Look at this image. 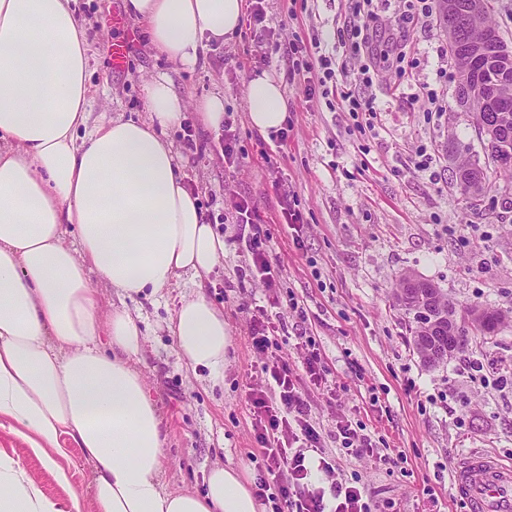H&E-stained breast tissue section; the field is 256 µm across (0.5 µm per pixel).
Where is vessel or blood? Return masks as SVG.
Wrapping results in <instances>:
<instances>
[{
  "mask_svg": "<svg viewBox=\"0 0 512 512\" xmlns=\"http://www.w3.org/2000/svg\"><path fill=\"white\" fill-rule=\"evenodd\" d=\"M455 495L469 512H512V465L483 454L459 459L452 473Z\"/></svg>",
  "mask_w": 512,
  "mask_h": 512,
  "instance_id": "b4317fda",
  "label": "vessel or blood"
}]
</instances>
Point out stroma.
<instances>
[{
  "label": "stroma",
  "instance_id": "1",
  "mask_svg": "<svg viewBox=\"0 0 512 512\" xmlns=\"http://www.w3.org/2000/svg\"><path fill=\"white\" fill-rule=\"evenodd\" d=\"M72 6L88 31L91 121L144 115V79L167 73L187 104L181 127L169 132L180 172L224 236V258L206 288L230 327L229 362L220 373L188 370L167 328L181 298L195 293L189 275L155 296L122 301L96 270L88 272L103 310L122 302L140 319L145 343L135 365L162 413L168 489L202 490L209 469L229 462L266 476L248 395L268 380L263 357L249 344L245 307L265 306L274 322L292 325L293 296L332 378L327 387L300 379L310 420L326 436L323 450L308 451L309 460L326 459L337 483L362 487L371 512H465L451 484L459 458L484 452L512 463V390L498 387L495 372L468 368L478 360L512 369V325L428 368L413 349V319L392 296L402 274L411 272L449 293L459 311H512V196L474 207L451 185L452 152L465 150L481 164L486 154L473 114L457 105L456 69L442 29L428 22L416 32L413 75L438 92L445 112H422L392 74L378 95L383 129L373 136L359 133L349 113L330 111L324 99H305L289 61L272 57L266 70L281 78L292 121L283 140L264 137L247 122L245 83L255 72L252 58L270 51L267 41L239 32L227 44L210 45L195 68L182 69L155 55L125 0H73ZM348 7V0H268L266 24L282 41L331 44ZM116 41L129 45L119 70L110 60ZM217 92L239 135V161L231 166L219 134L204 130L193 110ZM420 148L439 164L413 176L407 165ZM279 186L303 217L302 245H294L283 222ZM239 195L257 200L256 222L271 236L270 257L281 269L277 299L243 274L246 241L237 225L224 221ZM341 415L371 439L372 455L336 443L332 431ZM0 448L21 458L47 495L64 498L23 440L1 427Z\"/></svg>",
  "mask_w": 512,
  "mask_h": 512
}]
</instances>
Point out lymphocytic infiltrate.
Segmentation results:
<instances>
[{"mask_svg": "<svg viewBox=\"0 0 512 512\" xmlns=\"http://www.w3.org/2000/svg\"><path fill=\"white\" fill-rule=\"evenodd\" d=\"M265 2L250 0L247 27L253 37L272 41L275 51L292 60V73L302 78L306 98L326 99L330 109L349 113L359 130L370 132L378 131L381 125L378 93L383 86V67L404 73V62L414 43L412 34L437 7V0H403V8L395 11L391 0H350L342 28L351 33L352 40L345 60L340 62L335 54L323 51L317 39L307 45L275 41L274 30L265 24ZM256 210L255 202L246 197L231 204L234 223L253 227L247 247L249 268L272 292L280 284V270L270 259L269 233L253 225ZM250 339L258 354L271 359L264 367L271 385L249 395L258 416L257 440L264 450L268 473L259 481L258 493L277 490L279 512H370L359 487L332 483L324 490L311 485L312 471H320L328 479L333 476L329 462L323 460L313 467L305 454L306 449L321 448L322 435L308 420L310 406L298 380L304 374L327 383L329 371L320 354L308 352L297 369L277 357L279 328L260 306L251 317Z\"/></svg>", "mask_w": 512, "mask_h": 512, "instance_id": "f902f5d3", "label": "lymphocytic infiltrate"}]
</instances>
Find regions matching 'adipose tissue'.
I'll return each instance as SVG.
<instances>
[{
  "label": "adipose tissue",
  "mask_w": 512,
  "mask_h": 512,
  "mask_svg": "<svg viewBox=\"0 0 512 512\" xmlns=\"http://www.w3.org/2000/svg\"><path fill=\"white\" fill-rule=\"evenodd\" d=\"M71 2L0 0V427L64 486L60 462L79 449L95 512H266L240 466H213L200 492L160 479L163 420L131 363L143 332L128 309L102 311L86 270L124 298L184 274L200 289L224 239L179 174L167 132L185 103L167 73L146 82L145 116L90 123L88 44ZM126 9L157 55L191 69L240 29L245 0H126ZM245 98L250 127L278 133L280 80L251 77ZM168 328L188 368L227 364L229 325L205 295L183 299ZM0 512H80V498L47 497L0 450Z\"/></svg>",
  "instance_id": "1"
}]
</instances>
